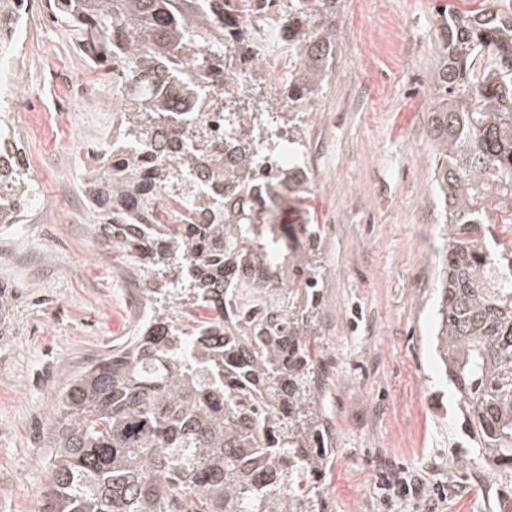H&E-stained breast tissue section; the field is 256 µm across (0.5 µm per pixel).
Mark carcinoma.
Masks as SVG:
<instances>
[{
  "instance_id": "obj_1",
  "label": "carcinoma",
  "mask_w": 512,
  "mask_h": 512,
  "mask_svg": "<svg viewBox=\"0 0 512 512\" xmlns=\"http://www.w3.org/2000/svg\"><path fill=\"white\" fill-rule=\"evenodd\" d=\"M291 57L279 99L241 107L224 88L234 165L192 116L209 73L251 58L263 0H51L95 64L129 67L123 109L86 188L95 224L141 272L143 317L127 342L70 380L45 463L50 512H328L329 449L313 406L326 271L319 224H281L308 176L265 160L266 119L306 104L336 64L338 0H275ZM433 84L432 192L443 204L434 345L483 461L512 469V17L445 7ZM173 131L169 159L148 144ZM32 178L0 135V224H18ZM202 220L163 224L165 200ZM261 283L243 277L253 262ZM232 329L224 331V318Z\"/></svg>"
}]
</instances>
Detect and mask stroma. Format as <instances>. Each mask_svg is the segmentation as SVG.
Masks as SVG:
<instances>
[{
    "label": "stroma",
    "mask_w": 512,
    "mask_h": 512,
    "mask_svg": "<svg viewBox=\"0 0 512 512\" xmlns=\"http://www.w3.org/2000/svg\"><path fill=\"white\" fill-rule=\"evenodd\" d=\"M441 3L339 0L336 71L307 120L301 159L311 186L287 221L326 232L314 407L330 425L321 480L329 512H501L512 502V470L484 464L432 345ZM10 58L29 103L12 114L11 135L35 200L21 223L0 224V291L14 298L0 325V512H43L58 396L131 335L141 279L92 234L84 190L94 163L86 149L111 142L113 114L72 97L70 81L108 90L111 72L84 61L67 24L37 16L23 22ZM394 472L419 481V496L390 495L384 478Z\"/></svg>",
    "instance_id": "1"
}]
</instances>
